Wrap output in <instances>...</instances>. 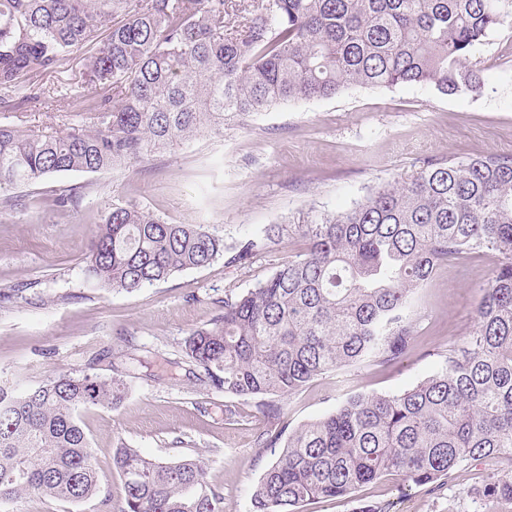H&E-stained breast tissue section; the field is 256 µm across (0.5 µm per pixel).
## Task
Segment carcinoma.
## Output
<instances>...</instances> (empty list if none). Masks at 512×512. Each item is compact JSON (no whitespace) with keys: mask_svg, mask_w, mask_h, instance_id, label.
Returning <instances> with one entry per match:
<instances>
[{"mask_svg":"<svg viewBox=\"0 0 512 512\" xmlns=\"http://www.w3.org/2000/svg\"><path fill=\"white\" fill-rule=\"evenodd\" d=\"M510 16L512 0H0V89L56 73L82 50L80 88L109 91L64 129L1 123L0 189L132 167L352 86L477 93L482 77L467 57ZM286 237L304 250L256 287L225 294L223 313L183 345L199 382L252 403L265 422L255 446L280 450L253 512L349 499L390 473L437 485L466 461L512 453V157L432 161L347 211L231 241L117 204L93 233L85 275L132 292L220 258L243 265ZM474 254L496 263L473 328L448 344L436 373L290 427L281 397L344 367L401 360L417 339L413 295L440 265ZM126 389L117 369L109 379L60 374L20 395L0 388V502L97 495L78 413L113 408ZM112 464L118 512H222L199 459L155 462L120 443ZM481 495L512 501V478Z\"/></svg>","mask_w":512,"mask_h":512,"instance_id":"cac0c4a2","label":"carcinoma"}]
</instances>
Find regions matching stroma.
I'll return each mask as SVG.
<instances>
[{"mask_svg":"<svg viewBox=\"0 0 512 512\" xmlns=\"http://www.w3.org/2000/svg\"><path fill=\"white\" fill-rule=\"evenodd\" d=\"M483 86L475 95H442L425 85L352 87L336 97L282 105L248 125L203 137L133 167L58 174L0 190L12 203L0 216V386L34 389L60 374L111 377L127 372L128 390L112 409L81 411L102 492L120 503L112 465L117 442L149 458H202L223 495L224 512H251V494L269 450L255 447L264 422L249 402L199 384L184 356L185 338L209 326L225 292L266 280L302 245L285 240L245 265L216 260L132 292L97 288L84 275L93 232L113 205L133 204L168 221L201 224L227 238L268 224H302L339 212L369 187L419 172L427 160L512 156V21L470 57ZM60 125L57 110L0 89V122ZM66 205H56L60 196ZM494 260L441 265L418 293L422 320L410 355L384 368L360 364L319 378L282 398L291 425L319 419L351 394H393L434 374L448 343L465 340ZM512 477V454L456 468L441 487L387 475L353 499H322L303 512H512V503L480 499L490 479ZM0 512H107L99 498L80 504L27 495Z\"/></svg>","mask_w":512,"mask_h":512,"instance_id":"35a3bbf8","label":"stroma"}]
</instances>
